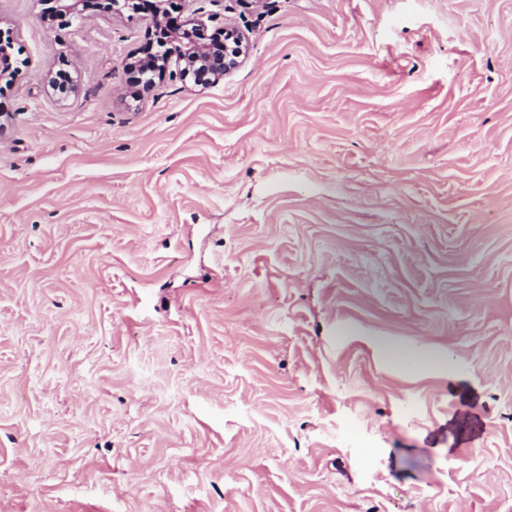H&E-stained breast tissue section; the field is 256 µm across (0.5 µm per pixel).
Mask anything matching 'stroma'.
I'll list each match as a JSON object with an SVG mask.
<instances>
[{"instance_id":"1","label":"stroma","mask_w":512,"mask_h":512,"mask_svg":"<svg viewBox=\"0 0 512 512\" xmlns=\"http://www.w3.org/2000/svg\"><path fill=\"white\" fill-rule=\"evenodd\" d=\"M174 3L0 0V512H512V0ZM124 2L125 5L131 6L134 11L152 12L155 18L156 27L159 28L160 38H169L171 44L178 48V52L174 55H167L161 60L141 59L134 61L135 67L152 68L155 72L161 73L166 71L172 57L178 60L177 71L179 75L186 79L187 77H198V81H205L203 85H207L212 81L218 80L233 69L239 62V58L244 55V40L238 37V32L232 26H225L223 30L212 33V42L200 40L201 42H183L182 30L188 29L189 25L186 21H182L178 17L174 21H170L164 14L165 0H137V1H119V0H96L87 1V6H91L101 10H110L112 7ZM132 2V3H130ZM224 34V46H223ZM235 41L238 49L235 56L229 52V41ZM196 69L194 73L193 70Z\"/></svg>"}]
</instances>
